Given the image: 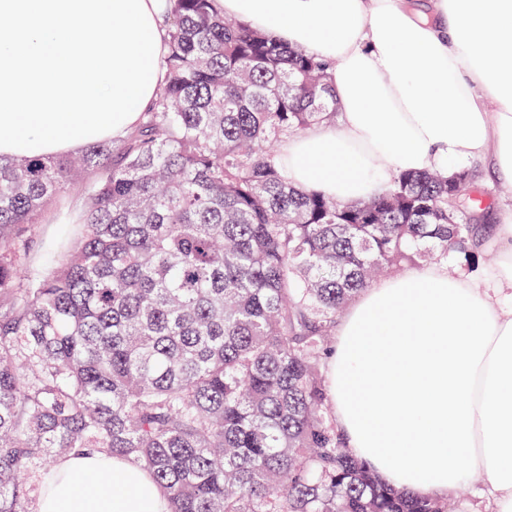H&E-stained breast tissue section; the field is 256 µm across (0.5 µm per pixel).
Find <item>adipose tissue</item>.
I'll return each instance as SVG.
<instances>
[{
  "instance_id": "1",
  "label": "adipose tissue",
  "mask_w": 512,
  "mask_h": 512,
  "mask_svg": "<svg viewBox=\"0 0 512 512\" xmlns=\"http://www.w3.org/2000/svg\"><path fill=\"white\" fill-rule=\"evenodd\" d=\"M225 15L334 63L339 118L292 136L289 182L342 202L402 171L488 159L512 183V0H218ZM496 104L487 111L486 100ZM483 285L438 261L365 289L327 360L330 416L383 483L447 498L481 473L512 512V226ZM111 475L120 492L103 483ZM149 472L63 458L38 512H163Z\"/></svg>"
}]
</instances>
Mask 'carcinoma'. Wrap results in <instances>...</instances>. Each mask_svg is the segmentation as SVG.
I'll return each mask as SVG.
<instances>
[{
    "instance_id": "carcinoma-1",
    "label": "carcinoma",
    "mask_w": 512,
    "mask_h": 512,
    "mask_svg": "<svg viewBox=\"0 0 512 512\" xmlns=\"http://www.w3.org/2000/svg\"><path fill=\"white\" fill-rule=\"evenodd\" d=\"M164 3L162 86L126 136L0 156V512H36L35 480L84 452L146 467L166 512H448L348 451L321 368L379 272L475 252L472 175L294 187L270 144L336 123L332 64L215 0ZM79 181L75 245L40 246ZM81 189L78 187L59 195L45 209L39 224L34 225L36 237L47 244L57 238L58 222L63 218H75L80 211Z\"/></svg>"
}]
</instances>
